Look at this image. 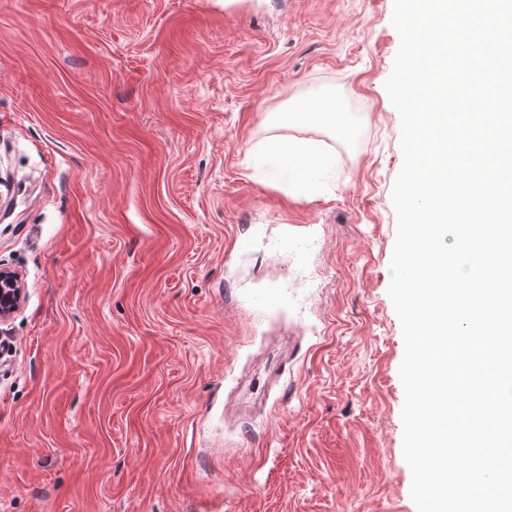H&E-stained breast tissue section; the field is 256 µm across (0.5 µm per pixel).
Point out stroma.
Segmentation results:
<instances>
[{"label": "stroma", "mask_w": 512, "mask_h": 512, "mask_svg": "<svg viewBox=\"0 0 512 512\" xmlns=\"http://www.w3.org/2000/svg\"><path fill=\"white\" fill-rule=\"evenodd\" d=\"M392 12L0 0V512H417ZM269 154L279 163L280 167L294 180H301L304 172L301 170L303 160L317 154V148L310 142H299L288 145V148L278 145L270 148ZM23 297L20 275L14 270L0 268V321L9 319L19 308Z\"/></svg>", "instance_id": "obj_1"}]
</instances>
